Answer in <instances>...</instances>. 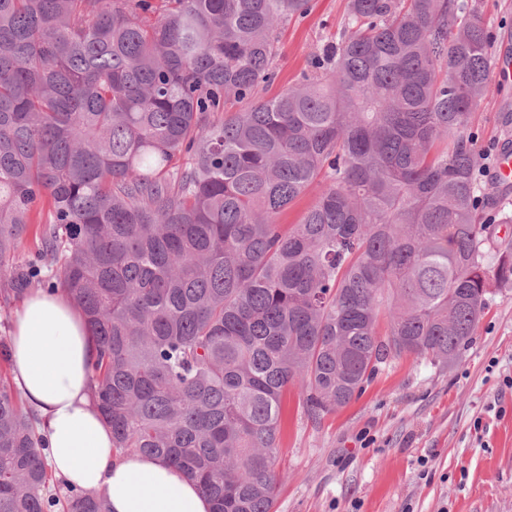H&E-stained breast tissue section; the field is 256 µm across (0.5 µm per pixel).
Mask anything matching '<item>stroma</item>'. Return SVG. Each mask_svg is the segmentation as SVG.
Wrapping results in <instances>:
<instances>
[{"label": "stroma", "instance_id": "35a3bbf8", "mask_svg": "<svg viewBox=\"0 0 512 512\" xmlns=\"http://www.w3.org/2000/svg\"><path fill=\"white\" fill-rule=\"evenodd\" d=\"M475 2L493 54L512 53V0ZM347 6L309 0L306 14L281 26L260 98L301 82ZM472 125L482 148L512 145V84L492 82ZM490 291L473 344L452 364L388 360L357 399L317 420L296 390L286 393L274 512H512V285Z\"/></svg>", "mask_w": 512, "mask_h": 512}]
</instances>
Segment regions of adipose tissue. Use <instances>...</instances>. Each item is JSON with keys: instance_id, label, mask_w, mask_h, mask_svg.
Returning <instances> with one entry per match:
<instances>
[{"instance_id": "obj_1", "label": "adipose tissue", "mask_w": 512, "mask_h": 512, "mask_svg": "<svg viewBox=\"0 0 512 512\" xmlns=\"http://www.w3.org/2000/svg\"><path fill=\"white\" fill-rule=\"evenodd\" d=\"M93 353L68 295H28L15 316L9 354L25 405L39 416L49 467L87 493L105 492L111 512H211L209 498L177 468L139 453L114 454L112 429L90 399Z\"/></svg>"}]
</instances>
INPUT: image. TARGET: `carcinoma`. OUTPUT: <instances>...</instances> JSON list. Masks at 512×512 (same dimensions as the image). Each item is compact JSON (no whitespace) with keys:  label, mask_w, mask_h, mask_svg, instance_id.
<instances>
[{"label":"carcinoma","mask_w":512,"mask_h":512,"mask_svg":"<svg viewBox=\"0 0 512 512\" xmlns=\"http://www.w3.org/2000/svg\"><path fill=\"white\" fill-rule=\"evenodd\" d=\"M308 7L0 0V296L74 300L113 451L181 468L212 512H273L285 391L318 419L392 356L454 362L512 283L511 239L487 263L475 4L349 0L303 82L256 100ZM38 424L0 376V512H111L48 470Z\"/></svg>","instance_id":"obj_1"}]
</instances>
